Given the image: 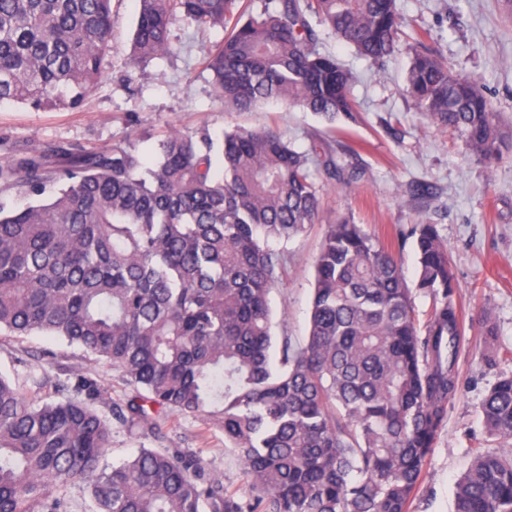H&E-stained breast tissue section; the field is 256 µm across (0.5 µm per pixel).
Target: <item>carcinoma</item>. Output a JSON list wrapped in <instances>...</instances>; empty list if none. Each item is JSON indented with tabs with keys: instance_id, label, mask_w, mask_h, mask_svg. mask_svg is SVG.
Instances as JSON below:
<instances>
[{
	"instance_id": "carcinoma-1",
	"label": "carcinoma",
	"mask_w": 512,
	"mask_h": 512,
	"mask_svg": "<svg viewBox=\"0 0 512 512\" xmlns=\"http://www.w3.org/2000/svg\"><path fill=\"white\" fill-rule=\"evenodd\" d=\"M133 0L132 59L170 53L173 11L224 40L201 65L224 110L280 100L330 121L353 117L354 74L320 50L319 27L380 65L407 21L397 0ZM112 0H0V103L77 110L97 84ZM406 95L467 153L492 164L504 135L478 82L416 40ZM158 155L131 145L20 150L0 160V332L80 347L139 389L96 404V380L42 376L27 396L0 375V512H66L58 489L87 480L91 512H409L448 400L461 328L448 249L411 229L415 288L436 299L417 324L400 259L349 219L328 225L315 262L309 332L274 360L269 293L288 240L315 223L317 145L274 127L170 128ZM217 417L255 496L245 507L204 477L193 452L143 448L99 462L112 423L146 436L166 414ZM489 436L512 440V373L481 403ZM454 512H512V454L477 448Z\"/></svg>"
}]
</instances>
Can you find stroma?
Wrapping results in <instances>:
<instances>
[{
	"label": "stroma",
	"mask_w": 512,
	"mask_h": 512,
	"mask_svg": "<svg viewBox=\"0 0 512 512\" xmlns=\"http://www.w3.org/2000/svg\"><path fill=\"white\" fill-rule=\"evenodd\" d=\"M398 5L411 31H425L428 47L479 82L496 122L512 135V14L503 0H398ZM112 15V40L86 106L78 112H34L1 105L0 158L48 143H130L153 152L162 131L204 125L219 131L272 124L300 151L312 139L321 140L340 177L314 171L321 197L318 219L297 237L270 244L286 258L283 278L269 294L273 334L295 343L308 333L315 259L328 225L348 218L384 245H401L402 270L410 283L416 279V257L408 232L415 224L436 225L448 248L463 329L458 391L448 402L409 512H453L454 486L473 449L512 452V444L487 435L480 411L489 388L512 370V148L503 147L501 159L490 167L468 157L456 133L434 124L406 96L408 52L402 45L380 68L321 28L322 51L336 55L355 75L359 110L353 118L329 122L278 101L253 112H228L200 64L204 50L223 39V29L197 27L173 13L170 53L136 64L129 56L135 25L130 0H113ZM488 324L494 335H484ZM0 372L24 393L40 374L90 375L104 391L98 405L104 414L112 403L136 394L112 364L38 334L21 339L0 334ZM144 446L197 453L206 477L249 500L238 458L225 448L224 431L211 414L169 415L157 439L135 427L113 425L101 464L121 463Z\"/></svg>",
	"instance_id": "1"
}]
</instances>
